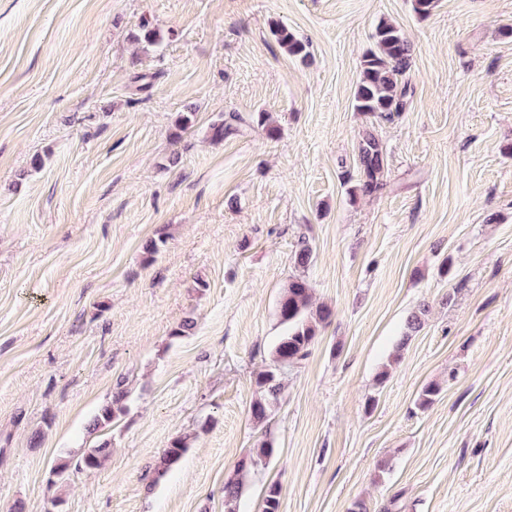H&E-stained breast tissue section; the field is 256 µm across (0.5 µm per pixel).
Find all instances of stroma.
I'll return each mask as SVG.
<instances>
[{"label": "stroma", "instance_id": "obj_1", "mask_svg": "<svg viewBox=\"0 0 512 512\" xmlns=\"http://www.w3.org/2000/svg\"><path fill=\"white\" fill-rule=\"evenodd\" d=\"M383 19L411 49L389 120L353 108ZM223 113L250 124L215 142ZM370 135L385 187L365 195ZM302 238L334 315L258 425ZM120 383L127 413L88 433ZM105 439L100 470L52 483ZM263 440L238 512L271 482L280 512H512V0H0V512H224ZM271 35L275 41L284 48L289 55L305 57L308 52L306 44L297 38L295 33L283 24H276L271 29ZM188 448L189 443L185 438L177 437L172 439L159 458L157 465L158 477L164 476L170 469L177 465L188 451ZM277 454V450L271 441L265 440L259 448H254L252 452L244 456L237 465V469L224 482V511L235 512L236 502L243 491V482L241 475L250 471L251 468L259 463H269Z\"/></svg>", "mask_w": 512, "mask_h": 512}]
</instances>
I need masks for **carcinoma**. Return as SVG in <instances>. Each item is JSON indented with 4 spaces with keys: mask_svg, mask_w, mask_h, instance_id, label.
Listing matches in <instances>:
<instances>
[{
    "mask_svg": "<svg viewBox=\"0 0 512 512\" xmlns=\"http://www.w3.org/2000/svg\"><path fill=\"white\" fill-rule=\"evenodd\" d=\"M271 35L288 54L295 57L307 55L306 44L298 39L288 26L274 25ZM373 40L374 47L369 49L363 58L360 81L353 96L354 108L359 112L377 114L380 118L389 120L403 107L397 86L399 77L403 76L410 68V46L398 28L386 21H381L376 25ZM242 123L243 118L238 114L233 113L227 119L220 115L210 125L211 136L216 140H222L224 135L237 130V126ZM360 161L365 176L362 183L363 192L371 193L383 189V160L379 143L374 136H369L362 144ZM313 259L312 246L306 239H301L294 251V267L299 270V273L289 277L277 306L279 321L286 326V331L275 347L272 363L255 379L259 397L251 403L250 413L252 419L257 423L267 419L279 400L282 391L280 374L297 367L307 358L310 348L318 336L320 326L327 323L332 317V310L328 307L311 308V286L304 270L310 266ZM428 311V305L422 304L410 316L402 343H407L413 334L421 329ZM440 392L441 385L439 383L426 384L419 394L418 406L422 409L428 408L434 403ZM127 397L128 391L124 387L115 388L112 399L102 406L91 420L88 426L89 431L93 432L104 428L123 414L126 411ZM188 448L189 443L186 439L182 437L172 439L159 458L158 476H164L177 465ZM111 453V443L104 440L54 466L52 474L61 477L71 466L78 470H98ZM276 454L277 448L272 442L265 440L260 447L253 449L238 462L233 475L224 482V512H235L236 502L243 491L241 475L260 463H269ZM280 494L281 488L278 484L267 485L262 512H280Z\"/></svg>",
    "mask_w": 512,
    "mask_h": 512,
    "instance_id": "carcinoma-1",
    "label": "carcinoma"
}]
</instances>
